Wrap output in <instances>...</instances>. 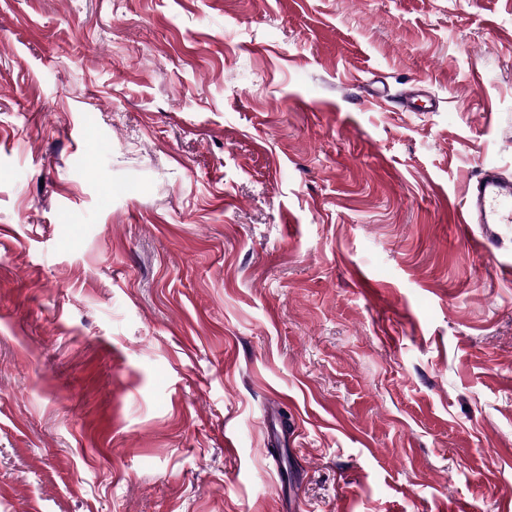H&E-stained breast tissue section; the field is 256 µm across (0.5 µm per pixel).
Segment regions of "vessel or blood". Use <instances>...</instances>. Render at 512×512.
I'll use <instances>...</instances> for the list:
<instances>
[{
	"instance_id": "vessel-or-blood-1",
	"label": "vessel or blood",
	"mask_w": 512,
	"mask_h": 512,
	"mask_svg": "<svg viewBox=\"0 0 512 512\" xmlns=\"http://www.w3.org/2000/svg\"><path fill=\"white\" fill-rule=\"evenodd\" d=\"M454 222L463 230L471 224L511 225L512 178L497 169L480 170L470 182L464 208Z\"/></svg>"
}]
</instances>
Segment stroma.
<instances>
[{
  "instance_id": "35a3bbf8",
  "label": "stroma",
  "mask_w": 512,
  "mask_h": 512,
  "mask_svg": "<svg viewBox=\"0 0 512 512\" xmlns=\"http://www.w3.org/2000/svg\"><path fill=\"white\" fill-rule=\"evenodd\" d=\"M484 165L512 0H0V512H512Z\"/></svg>"
}]
</instances>
